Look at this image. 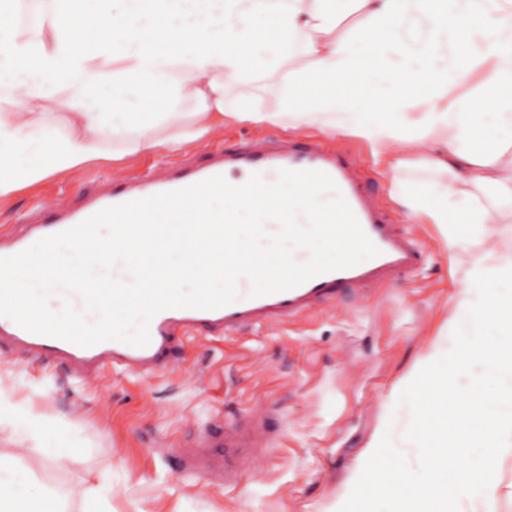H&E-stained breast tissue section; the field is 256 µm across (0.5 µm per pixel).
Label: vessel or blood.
I'll list each match as a JSON object with an SVG mask.
<instances>
[{"label": "vessel or blood", "instance_id": "1", "mask_svg": "<svg viewBox=\"0 0 512 512\" xmlns=\"http://www.w3.org/2000/svg\"><path fill=\"white\" fill-rule=\"evenodd\" d=\"M281 168L329 174L379 248V255L293 289L256 298L248 295L249 281L241 280L244 297L231 305L215 310L172 309L156 315L150 324L151 342L145 347L106 341L84 348L30 333L0 317V349L10 346L36 358L53 357L83 379L107 378L114 368L135 375H167L176 371L184 352L196 340H221L251 328L285 327L309 320L345 296L365 300L423 266L424 254L416 238L401 228L372 189L362 159L338 144L311 136L257 135L232 147L181 154L140 176L100 182L56 205L33 201L21 224L0 232V257L15 255L109 206L183 188L217 174L235 185L255 172L271 181ZM275 442L271 408L254 407L231 422L218 411L198 425L185 450L178 453L177 469L199 483L233 487L252 461L265 455Z\"/></svg>", "mask_w": 512, "mask_h": 512}]
</instances>
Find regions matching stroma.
<instances>
[{
    "mask_svg": "<svg viewBox=\"0 0 512 512\" xmlns=\"http://www.w3.org/2000/svg\"><path fill=\"white\" fill-rule=\"evenodd\" d=\"M164 161L146 155L20 190L0 211V226L19 223L33 199L52 205L92 180ZM393 212L426 255L420 271L286 329L197 340L175 374L115 369L107 381H82L49 359L0 355V454L17 458L32 494L53 491L66 512H82L104 473L112 476V512H327L337 493L358 496L352 479L383 427L393 465L423 478L418 415L395 394L445 334L465 283L438 225L408 219L398 206ZM259 403L281 418L278 444L236 487H202L174 471L171 455L198 423L218 409L230 422ZM53 448L71 454L57 464ZM461 505L512 512V450L496 459L484 491Z\"/></svg>",
    "mask_w": 512,
    "mask_h": 512,
    "instance_id": "obj_1",
    "label": "stroma"
}]
</instances>
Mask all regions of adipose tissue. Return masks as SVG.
<instances>
[{
  "instance_id": "ef3b65f1",
  "label": "adipose tissue",
  "mask_w": 512,
  "mask_h": 512,
  "mask_svg": "<svg viewBox=\"0 0 512 512\" xmlns=\"http://www.w3.org/2000/svg\"><path fill=\"white\" fill-rule=\"evenodd\" d=\"M345 3L367 22L361 36L345 38L336 0H36L42 23L31 35L13 21L15 0H0V208L22 187L179 150L225 125L340 130L369 143L395 176L393 200L473 252L447 347L402 386L422 413L426 478L381 468L390 436L378 434L354 476L359 498L337 497L329 512H372L384 491L392 512H459L512 445V388L492 389L512 378V258H498L483 232L512 223L500 205L512 200V0ZM255 76L275 104L255 107L243 92ZM58 90L64 111L54 124L42 111ZM146 99L166 111H141ZM184 102L192 111H180ZM419 144L429 145L421 163L436 176L424 190L402 177L403 148ZM475 358L487 371L455 402V375ZM466 448L482 449L484 468L457 464ZM0 512L60 505L51 492L32 495L14 457L0 454Z\"/></svg>"
}]
</instances>
